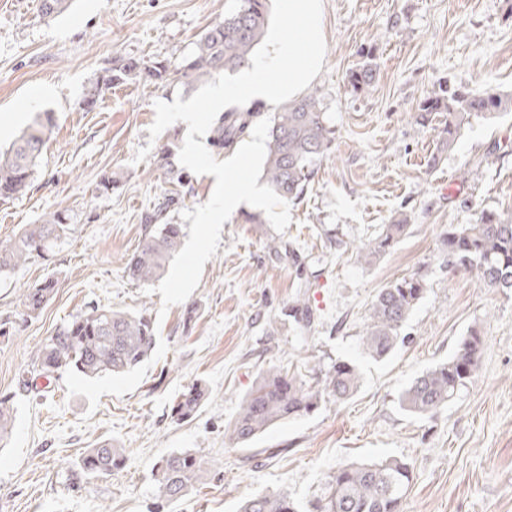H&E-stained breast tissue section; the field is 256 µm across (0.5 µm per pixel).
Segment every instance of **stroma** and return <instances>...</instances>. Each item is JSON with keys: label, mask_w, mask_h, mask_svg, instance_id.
I'll use <instances>...</instances> for the list:
<instances>
[{"label": "stroma", "mask_w": 512, "mask_h": 512, "mask_svg": "<svg viewBox=\"0 0 512 512\" xmlns=\"http://www.w3.org/2000/svg\"><path fill=\"white\" fill-rule=\"evenodd\" d=\"M232 2L73 0L47 21L38 0H0V150L39 113L54 117L26 192L0 202V242L57 212L70 224L53 249L0 277V324L10 329L0 336V398L15 407L0 447V512H236L269 494L319 512L340 465L386 458L412 468L402 512H512V293L448 267L440 253L448 226L474 223L477 207L512 216V112L473 123L441 154L436 124L413 117L444 80L512 93V0H324L327 50L314 86L336 131L332 148L290 203L284 232L247 223L252 207L240 204L198 287L165 309L160 293L127 277L126 262L153 230L145 217L154 205L176 195L164 221L181 223L183 211L207 202L215 178L197 174L178 189L134 156L144 146L180 150L185 122L155 138L148 129L155 101L190 94L130 79L88 109L83 93L113 61H178ZM365 48L378 77L356 93L347 78ZM109 171L122 183L100 191ZM403 213L405 235L375 262L349 250ZM414 274L427 292L404 325L408 342L382 359L364 354L376 294ZM49 276L53 298L28 313L27 290ZM299 301L310 320L294 316ZM94 307L153 319L150 357L121 375L66 372L47 389L28 387L40 344ZM473 330L483 353L466 387L435 416L403 410L402 391ZM339 360L361 375L351 398H326L232 447L225 429L263 370L280 366L311 384ZM198 381L207 401L176 420L173 406ZM105 440L123 449L122 468L81 477L79 459ZM177 450L201 456L207 474L162 506L154 467Z\"/></svg>", "instance_id": "stroma-1"}]
</instances>
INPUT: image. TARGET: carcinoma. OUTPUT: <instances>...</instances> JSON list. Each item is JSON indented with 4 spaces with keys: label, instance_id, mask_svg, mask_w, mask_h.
<instances>
[{
    "label": "carcinoma",
    "instance_id": "obj_1",
    "mask_svg": "<svg viewBox=\"0 0 512 512\" xmlns=\"http://www.w3.org/2000/svg\"><path fill=\"white\" fill-rule=\"evenodd\" d=\"M71 0H40L44 18H53L70 6ZM268 0H236L224 19L212 23L199 35L193 51L178 62L165 60L147 65L127 58L103 71L85 88L83 102L93 107L103 90L138 77L155 86L173 85L193 89L214 75L230 73L250 64L252 54L268 29ZM376 70L366 62L350 71L348 83L356 93L368 91ZM512 111V94L493 89L439 84L438 91L424 99L415 122L424 125L435 115L443 117L438 127L437 152L432 161L454 148L461 130L474 120H487L499 112ZM270 119L262 181L278 196L292 202L300 199L310 183L319 157L334 139V130L322 112L317 90L286 101L271 115L260 107L237 106L221 112L210 128V142L218 153H231L250 135L253 126ZM53 127L46 112L36 117L0 154V201L21 194L37 165ZM172 182L183 184L189 175L175 162L174 152L161 149L155 161ZM408 219L390 224L375 239L356 247L361 259L371 262L391 250L407 227ZM68 230L67 217L55 213L43 224H31L14 240L0 244V275L7 274L53 248ZM183 236L181 225L165 224L160 232L146 236L126 263L130 279L149 283L162 276ZM448 266L476 274L485 285L505 293L512 291V219L485 209L478 210L473 224L451 225L442 237ZM56 282L46 279L27 292L29 311L39 310L53 295ZM426 293V283L416 275L392 281L375 297L361 338L364 352L374 359L388 356L404 342L403 327ZM155 345L154 327L142 314L112 309H93L74 316L45 339L38 348V377L51 381L61 372L75 370L86 378L121 374L137 367ZM482 354L481 336L472 331L448 360L426 370L400 395L403 409L416 416L432 417L448 406L459 390L475 375ZM357 367L346 361L332 365L322 382L311 386L274 366L262 371L243 397L227 428L236 443L250 442L270 427L318 408L326 397L346 399L360 385ZM206 387L196 382L188 387L174 407V417H193L204 405ZM15 413L10 401L0 400V440L11 433ZM124 456L110 442L88 449L78 462L79 470L92 477L120 469ZM206 467L190 452H173L157 467L158 497L167 503L180 500L197 484ZM411 479V466L396 459L346 463L330 479L328 501L320 512H400ZM238 512H299L293 500L283 495H259L243 502Z\"/></svg>",
    "mask_w": 512,
    "mask_h": 512
}]
</instances>
